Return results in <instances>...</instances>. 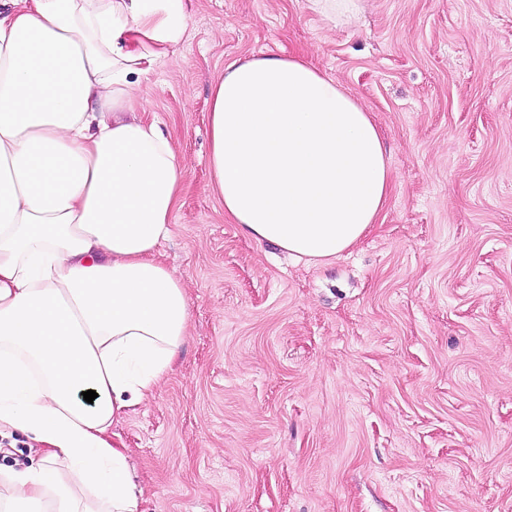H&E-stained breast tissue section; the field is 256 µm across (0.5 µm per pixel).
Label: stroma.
I'll list each match as a JSON object with an SVG mask.
<instances>
[{
	"instance_id": "obj_1",
	"label": "stroma",
	"mask_w": 512,
	"mask_h": 512,
	"mask_svg": "<svg viewBox=\"0 0 512 512\" xmlns=\"http://www.w3.org/2000/svg\"><path fill=\"white\" fill-rule=\"evenodd\" d=\"M137 93L184 165L157 257L188 335L113 421L140 512H512V0H183ZM305 57L364 104L388 202L322 264L246 237L207 166L229 62ZM40 443L0 431V470ZM311 8L320 13L327 21L336 24L342 18L356 17L361 11L363 0H309Z\"/></svg>"
}]
</instances>
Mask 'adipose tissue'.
Segmentation results:
<instances>
[{"mask_svg":"<svg viewBox=\"0 0 512 512\" xmlns=\"http://www.w3.org/2000/svg\"><path fill=\"white\" fill-rule=\"evenodd\" d=\"M185 27L182 0H0V430L45 445L0 476V512H138L106 433L171 370L188 303L155 258L183 167L127 110ZM209 121L213 188L245 236L317 263L377 223L381 134L303 58L228 63Z\"/></svg>","mask_w":512,"mask_h":512,"instance_id":"1","label":"adipose tissue"}]
</instances>
